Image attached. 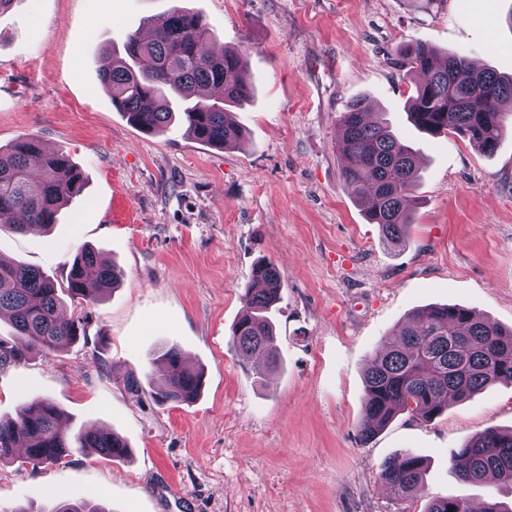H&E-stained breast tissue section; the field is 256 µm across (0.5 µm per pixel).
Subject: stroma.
Here are the masks:
<instances>
[{
    "mask_svg": "<svg viewBox=\"0 0 512 512\" xmlns=\"http://www.w3.org/2000/svg\"><path fill=\"white\" fill-rule=\"evenodd\" d=\"M175 8L247 51L252 96L228 109L247 131L241 147L204 145L178 124L144 132L100 85L107 47ZM415 43L512 75V0H14L0 14V145L34 136L86 179L50 230L1 228L0 257L62 287L89 244L123 273L99 302L67 301L85 338L0 366V417L46 398L71 431L112 429L131 449L0 464V512L76 500L108 512H425L435 498L512 495L462 484L449 463L477 433L512 428L510 385L429 423L401 414L358 435L368 363L413 311L461 305L512 327V130L491 154L417 130L415 78L394 63ZM359 99L420 153L397 247L343 180L337 120ZM261 258L284 279L281 365L262 379L229 345ZM171 346L203 368L200 396L175 406L131 393L129 377L148 384ZM403 450L427 464L424 496L381 486L382 462Z\"/></svg>",
    "mask_w": 512,
    "mask_h": 512,
    "instance_id": "1",
    "label": "stroma"
}]
</instances>
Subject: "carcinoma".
<instances>
[{
  "label": "carcinoma",
  "mask_w": 512,
  "mask_h": 512,
  "mask_svg": "<svg viewBox=\"0 0 512 512\" xmlns=\"http://www.w3.org/2000/svg\"><path fill=\"white\" fill-rule=\"evenodd\" d=\"M146 40L133 32L123 54L108 51L110 64L99 73L112 106L133 125L159 134L180 119L194 139L219 149L245 141L242 127L229 123L224 106L251 95L241 80L242 48H208L212 33L201 20L175 10L152 25ZM400 68L418 76L410 98L409 118L431 135L453 134L491 154L506 128L503 102H512V77L478 68L463 54H441L415 44L400 52ZM368 107L352 103L338 120L339 147L345 159L346 186L367 198L369 223L383 240L398 244L411 224L409 203L421 178L418 151L387 119H367ZM81 172L62 153H47L38 138L22 136L0 146V224L25 232L50 228L61 209L80 195ZM122 283V274L102 252L81 246L71 264L67 287L71 299L95 303ZM283 277L266 260L258 261L245 288L244 315L230 334L232 347L246 358H265L256 375L279 365L272 315L282 298ZM63 299L56 284L26 264L0 258V316H8L16 341L0 339V365L31 354L62 351L78 341L82 322L62 318ZM164 373L150 382L151 396L161 404L193 401L203 372L184 365L181 350L170 347L159 356ZM493 384L512 385V329L505 330L457 305H432L412 312L396 342L375 352L364 376L362 440L372 439L396 415L429 423L448 406ZM74 449H89L106 458L129 452L126 439L104 429L71 434L62 413L49 400L28 405L13 418H0V463L23 459L33 465L55 464ZM450 462L459 478L478 484L492 473L512 486V429L490 427L462 447ZM423 460L399 452L381 466L380 481L397 498L425 494ZM425 512H472L464 498L433 499Z\"/></svg>",
  "instance_id": "carcinoma-1"
}]
</instances>
